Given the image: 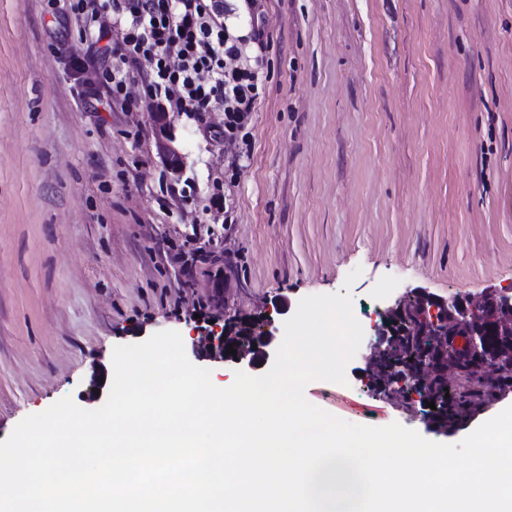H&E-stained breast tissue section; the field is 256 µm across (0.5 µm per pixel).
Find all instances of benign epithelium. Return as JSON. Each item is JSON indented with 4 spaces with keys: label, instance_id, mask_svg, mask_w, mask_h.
<instances>
[{
    "label": "benign epithelium",
    "instance_id": "obj_1",
    "mask_svg": "<svg viewBox=\"0 0 512 512\" xmlns=\"http://www.w3.org/2000/svg\"><path fill=\"white\" fill-rule=\"evenodd\" d=\"M160 135V149L170 170L177 173L182 168V156L173 146L174 137L167 120V113H152ZM286 301H279L264 310L257 317L242 323L229 317L223 322L209 323L198 319L192 327V354L199 360L214 362L232 361L244 369L256 368L255 354H261L264 361L275 359L279 347L276 316L282 314ZM384 322L369 326L374 336L368 367L364 378L374 392L401 393L406 397L415 395L419 401L429 399V386L437 385L448 378L447 367L451 363L453 336L451 327L467 332V349L488 364L502 365L505 358L512 356V285L502 286L476 306L460 295L446 298L430 297L420 291H412L394 304L381 310ZM412 317L424 324V330L432 331L439 339L438 348L422 355L415 367L384 375L395 358L402 353L403 338L391 335V321ZM239 332L257 337L256 347L230 338ZM234 348L236 354L227 352ZM106 388V378L100 371L93 373L89 386L83 394L89 404L101 401Z\"/></svg>",
    "mask_w": 512,
    "mask_h": 512
}]
</instances>
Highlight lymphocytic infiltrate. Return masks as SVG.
Here are the masks:
<instances>
[{"mask_svg":"<svg viewBox=\"0 0 512 512\" xmlns=\"http://www.w3.org/2000/svg\"><path fill=\"white\" fill-rule=\"evenodd\" d=\"M62 13L105 43V61L71 66L87 95L106 92L109 107L123 112H220L225 143L247 141L262 32L254 25L234 34L226 0H67Z\"/></svg>","mask_w":512,"mask_h":512,"instance_id":"obj_1","label":"lymphocytic infiltrate"}]
</instances>
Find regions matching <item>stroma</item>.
Here are the masks:
<instances>
[{"instance_id": "1", "label": "stroma", "mask_w": 512, "mask_h": 512, "mask_svg": "<svg viewBox=\"0 0 512 512\" xmlns=\"http://www.w3.org/2000/svg\"><path fill=\"white\" fill-rule=\"evenodd\" d=\"M261 24L248 151L223 113L173 112L175 174L148 111L84 97L69 63L89 36L46 0H0V441L81 402L115 346L191 344L198 314L345 290L365 326L415 288L512 283V0H265ZM370 342L306 400L444 444L512 405L487 365L453 381L470 398L447 430L426 426L419 402L356 391Z\"/></svg>"}]
</instances>
